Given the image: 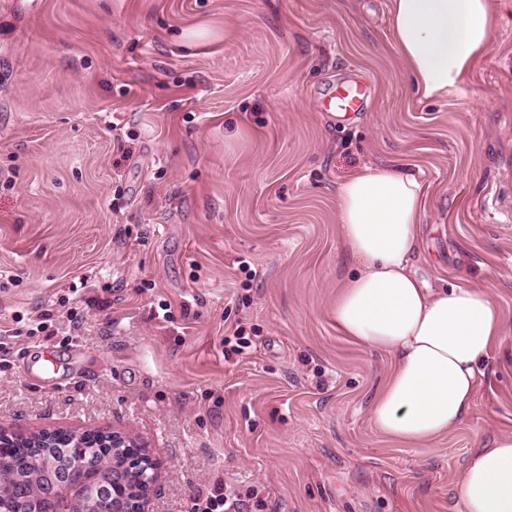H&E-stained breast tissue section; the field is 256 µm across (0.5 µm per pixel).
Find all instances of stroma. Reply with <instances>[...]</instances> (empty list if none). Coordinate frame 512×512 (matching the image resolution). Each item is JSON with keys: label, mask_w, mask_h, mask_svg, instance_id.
I'll return each instance as SVG.
<instances>
[{"label": "stroma", "mask_w": 512, "mask_h": 512, "mask_svg": "<svg viewBox=\"0 0 512 512\" xmlns=\"http://www.w3.org/2000/svg\"><path fill=\"white\" fill-rule=\"evenodd\" d=\"M389 6L0 0V331L53 315L0 360V427L139 438L148 512L219 484L243 512H461L472 449L512 431V0L443 99L413 84ZM358 71L370 111H320ZM398 165L425 199L418 276L485 289L506 326L425 447L377 432L389 360L330 315L357 267L338 187ZM238 327L252 346L225 356Z\"/></svg>", "instance_id": "obj_1"}]
</instances>
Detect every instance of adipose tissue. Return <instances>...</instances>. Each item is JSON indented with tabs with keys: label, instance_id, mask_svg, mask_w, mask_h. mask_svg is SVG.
Returning a JSON list of instances; mask_svg holds the SVG:
<instances>
[{
	"label": "adipose tissue",
	"instance_id": "obj_1",
	"mask_svg": "<svg viewBox=\"0 0 512 512\" xmlns=\"http://www.w3.org/2000/svg\"><path fill=\"white\" fill-rule=\"evenodd\" d=\"M497 26L493 0H391L395 48L427 98L459 93ZM425 212L418 179L401 167H367L337 192V222L358 263L332 307L337 330L390 361L371 415L386 439L424 446L471 409L481 364L505 333L479 288H429L411 259ZM461 512H512V432L474 449L458 480Z\"/></svg>",
	"mask_w": 512,
	"mask_h": 512
}]
</instances>
